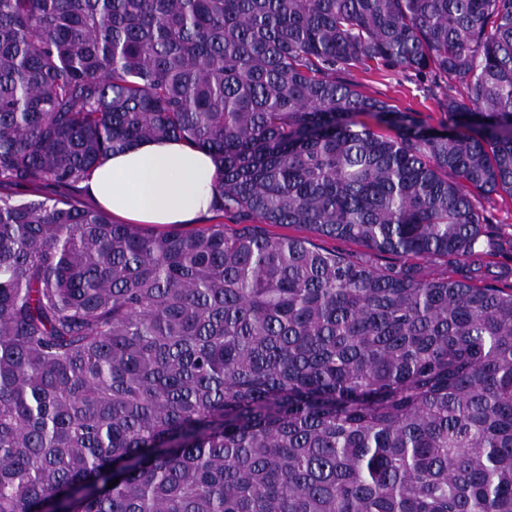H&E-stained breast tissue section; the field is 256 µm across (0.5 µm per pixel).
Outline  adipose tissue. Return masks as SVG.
Wrapping results in <instances>:
<instances>
[{
  "label": "adipose tissue",
  "instance_id": "ef3b65f1",
  "mask_svg": "<svg viewBox=\"0 0 512 512\" xmlns=\"http://www.w3.org/2000/svg\"><path fill=\"white\" fill-rule=\"evenodd\" d=\"M211 155L180 140L141 141L96 167L91 197L133 224H188L213 204Z\"/></svg>",
  "mask_w": 512,
  "mask_h": 512
}]
</instances>
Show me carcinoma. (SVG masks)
<instances>
[{"mask_svg":"<svg viewBox=\"0 0 512 512\" xmlns=\"http://www.w3.org/2000/svg\"><path fill=\"white\" fill-rule=\"evenodd\" d=\"M165 139L239 228L0 193V512H512V287L375 263L494 264L512 0H0V182ZM346 78L367 95L384 99L400 110L419 112L418 117L430 130L438 133L448 130V116L423 85L413 79L389 70L373 73L353 70ZM262 227H264V229L270 234H289L292 236L308 237L312 239L314 243L327 250L336 249L337 251H343L352 254H357L363 251L360 247L354 244L341 243L331 239L316 237L313 233L309 232L307 229L303 227L294 226L287 228L265 224L262 225ZM407 264L420 267L422 272L429 277H440L451 275L459 266L452 258H414L406 261Z\"/></svg>","mask_w":512,"mask_h":512,"instance_id":"obj_1","label":"carcinoma"}]
</instances>
